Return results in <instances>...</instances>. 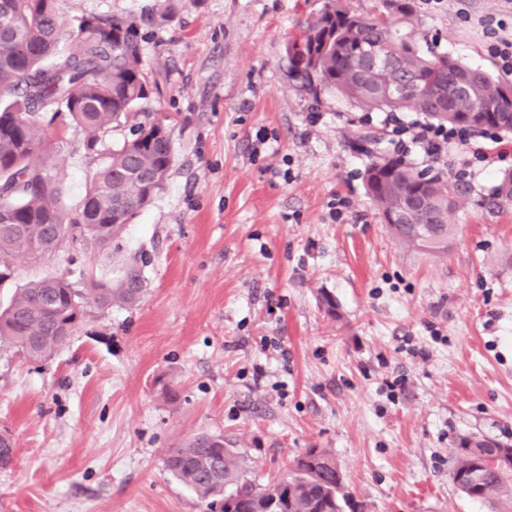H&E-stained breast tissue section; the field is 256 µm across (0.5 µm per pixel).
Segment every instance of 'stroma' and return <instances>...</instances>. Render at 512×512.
Wrapping results in <instances>:
<instances>
[{
	"mask_svg": "<svg viewBox=\"0 0 512 512\" xmlns=\"http://www.w3.org/2000/svg\"><path fill=\"white\" fill-rule=\"evenodd\" d=\"M154 2L60 0V11L72 28ZM323 3L175 0L172 17L142 27L150 95L137 109L167 123L174 149L163 189L116 244L20 260L0 307L30 279L83 285L133 256L146 290L134 307L91 309L52 360L0 352V432L14 448L0 512H206L164 468L195 434L223 436L261 485L325 448L368 512H493L448 472L461 437L512 445V207L461 205L444 252L391 238L363 182L389 152L383 112L288 77L287 43ZM416 5L422 49L501 78L487 33L512 28V0ZM130 136L120 125L89 153L81 128L57 123L68 208ZM491 154L486 167L455 147L406 162L470 166L485 193L512 169V135ZM338 198L350 202L339 222Z\"/></svg>",
	"mask_w": 512,
	"mask_h": 512,
	"instance_id": "stroma-1",
	"label": "stroma"
}]
</instances>
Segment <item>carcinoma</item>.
<instances>
[{
    "label": "carcinoma",
    "mask_w": 512,
    "mask_h": 512,
    "mask_svg": "<svg viewBox=\"0 0 512 512\" xmlns=\"http://www.w3.org/2000/svg\"><path fill=\"white\" fill-rule=\"evenodd\" d=\"M172 9V0H155L141 22L165 19ZM417 21L415 0H383V12L374 14L325 0L288 43V76L314 96L334 93L366 111L417 112L443 125L512 134V83L422 51L402 33ZM64 33L58 0H0V283L12 277L17 259L41 260L43 245L54 240L110 245L151 204L173 165L170 129L147 113L93 176L79 208L64 206L48 168V127L66 114L93 152L100 135L137 118L135 107L148 97L138 21L85 15L71 32L79 49L69 54L59 49ZM363 181L392 238L418 252L448 249L451 217L462 202L490 213L512 206V171L476 196L464 180L416 171L387 155L365 170ZM400 208L409 211L406 225L389 218ZM144 292L135 258L117 278L87 288L63 275L33 280L0 310V348L45 361L70 343L88 308L131 307ZM486 447L485 439H461L448 477L465 497L496 505L512 499V475L490 458L476 464L474 449ZM294 464L287 480L262 487L224 437L208 434L187 438L164 459L166 471L208 512H345L349 492L328 450L308 448Z\"/></svg>",
    "instance_id": "1"
}]
</instances>
